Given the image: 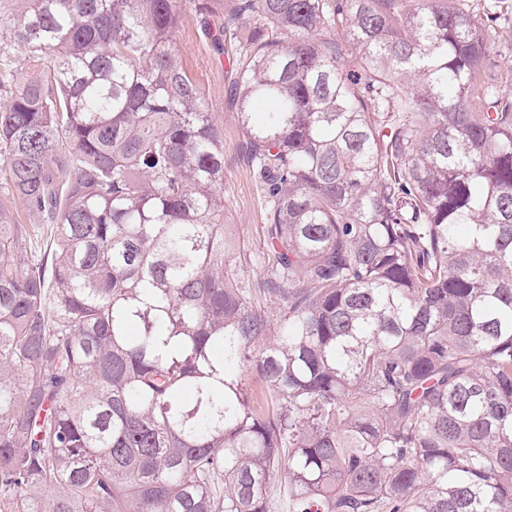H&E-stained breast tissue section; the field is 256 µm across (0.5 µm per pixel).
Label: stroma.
<instances>
[{
    "label": "stroma",
    "instance_id": "1",
    "mask_svg": "<svg viewBox=\"0 0 512 512\" xmlns=\"http://www.w3.org/2000/svg\"><path fill=\"white\" fill-rule=\"evenodd\" d=\"M234 5L235 0H213L209 14L187 10L173 46L224 128V221L233 225L241 245L259 253L264 249L261 204L252 176L239 155L241 130L234 83L226 60L218 58L207 36L208 29L218 28Z\"/></svg>",
    "mask_w": 512,
    "mask_h": 512
}]
</instances>
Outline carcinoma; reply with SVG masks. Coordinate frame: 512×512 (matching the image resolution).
Instances as JSON below:
<instances>
[{
    "label": "carcinoma",
    "mask_w": 512,
    "mask_h": 512,
    "mask_svg": "<svg viewBox=\"0 0 512 512\" xmlns=\"http://www.w3.org/2000/svg\"><path fill=\"white\" fill-rule=\"evenodd\" d=\"M18 2L0 182L49 243L27 251L35 225L0 210V496L512 512V75L480 78L500 17L238 0L215 44L254 256L224 224V128L172 46L183 0Z\"/></svg>",
    "instance_id": "obj_1"
}]
</instances>
